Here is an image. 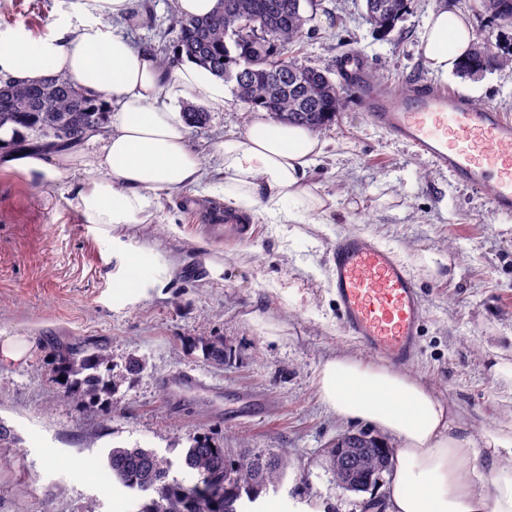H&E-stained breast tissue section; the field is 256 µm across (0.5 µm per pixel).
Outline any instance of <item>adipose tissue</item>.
I'll use <instances>...</instances> for the list:
<instances>
[{
    "label": "adipose tissue",
    "instance_id": "obj_1",
    "mask_svg": "<svg viewBox=\"0 0 512 512\" xmlns=\"http://www.w3.org/2000/svg\"><path fill=\"white\" fill-rule=\"evenodd\" d=\"M132 6L133 0H78L74 21L58 35L35 39L20 29L0 38L1 80L63 75L87 93L112 99L108 125L91 135L96 150L78 144L6 148L0 172L36 186L78 177V209L118 247L122 288L142 295L156 279L145 273L139 248L115 231L151 216L162 196L216 179L227 209L275 224L303 222L306 214L324 212L332 198L308 178L324 142L304 125L254 115L242 133L213 145L219 165H206L189 144L181 105L223 109L226 85L194 61L169 70L155 53L134 47L118 26ZM472 39L468 21L443 6L426 22L422 53L444 74L468 53ZM317 387L328 413L368 421L396 440L385 512H512V467L498 463L512 437L489 430L473 436L420 378L341 356L322 365ZM483 471L488 481L476 483Z\"/></svg>",
    "mask_w": 512,
    "mask_h": 512
}]
</instances>
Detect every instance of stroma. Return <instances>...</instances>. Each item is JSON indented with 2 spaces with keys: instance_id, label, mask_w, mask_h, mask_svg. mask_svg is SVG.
I'll return each instance as SVG.
<instances>
[{
  "instance_id": "stroma-1",
  "label": "stroma",
  "mask_w": 512,
  "mask_h": 512,
  "mask_svg": "<svg viewBox=\"0 0 512 512\" xmlns=\"http://www.w3.org/2000/svg\"><path fill=\"white\" fill-rule=\"evenodd\" d=\"M76 0H0V36L24 27L53 34ZM448 0H410L395 30L383 35L364 18L363 0H322L308 23L299 63L335 70L354 57L382 76V88L406 89L416 73L431 85L462 91L512 119V63L475 79L434 73L421 41L430 12ZM475 38L512 60V27L488 23L458 0ZM236 95L208 122L188 131L204 147L245 128ZM324 154L310 171L336 204L318 224L253 223L252 238L225 246L198 215L220 204L211 183L165 201L162 213L124 231L144 245L157 280L145 294H119L120 256L110 238L76 209L77 179L41 187L0 174V343L19 336L30 349L18 363H0V512H127L134 490L103 487L92 475L108 469L115 448L154 450L184 484L199 475L184 463L192 436L228 448L286 452L278 483L263 491L280 512H361L371 492L338 489L327 453L337 437L370 431L368 423L332 417L316 377L330 358L377 362L345 330L327 279L329 243L361 234L392 248L418 285L425 315L421 343L407 369L449 400L473 433L493 428L512 436V216L490 208L486 191L457 184L415 148L370 124L347 96ZM183 266L165 274L172 254ZM223 264L213 277L208 262ZM296 300L282 302L283 292ZM220 340L234 355L215 364L190 342ZM77 343L112 353L114 394L75 408L52 370L58 348ZM144 369L127 375L128 356ZM197 376L187 393L162 385L179 373ZM264 399L257 416L233 417L240 395Z\"/></svg>"
}]
</instances>
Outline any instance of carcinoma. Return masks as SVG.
Here are the masks:
<instances>
[{
    "label": "carcinoma",
    "mask_w": 512,
    "mask_h": 512,
    "mask_svg": "<svg viewBox=\"0 0 512 512\" xmlns=\"http://www.w3.org/2000/svg\"><path fill=\"white\" fill-rule=\"evenodd\" d=\"M304 2L314 6L313 0H217L215 9L204 17L184 19L174 12L175 51L163 56L162 62L171 66L183 55L235 82L234 90L247 109L259 106L290 124L327 127L341 112L343 89L329 71L296 61L303 50L305 25L311 21L302 12ZM381 2L386 9L376 30L390 32L407 11L409 0ZM493 60L492 53L475 47L458 64L456 74L464 79L480 76ZM184 115L190 127L207 123L208 113L199 107L186 106ZM104 121L103 96L88 97L65 76L0 84V130L10 129L14 138L25 131L52 146H63L82 140ZM202 351L217 363L227 358L222 342H207ZM110 359L103 349L89 351L77 344L59 352L53 366L65 378L66 397L75 407L115 391L118 381L101 372ZM361 436L366 456L347 457L344 465L374 471L383 448L375 437L364 432ZM287 464V457L278 453L238 451L195 436L185 465L203 479L222 480L223 494L215 498L197 483L188 486L169 478L171 462L151 449L114 448L108 457L118 481L143 494L137 512H250L246 504L255 503L269 485L277 483Z\"/></svg>",
    "instance_id": "1"
}]
</instances>
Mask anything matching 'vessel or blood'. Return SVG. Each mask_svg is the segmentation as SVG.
I'll return each mask as SVG.
<instances>
[{
    "label": "vessel or blood",
    "mask_w": 512,
    "mask_h": 512,
    "mask_svg": "<svg viewBox=\"0 0 512 512\" xmlns=\"http://www.w3.org/2000/svg\"><path fill=\"white\" fill-rule=\"evenodd\" d=\"M398 95L354 81L367 120L415 147L464 186L490 192L492 210L512 215V121L467 95L428 88L410 76ZM331 294L346 331L395 365L409 363L420 344L424 302L403 263L388 247L360 234L328 247Z\"/></svg>",
    "instance_id": "vessel-or-blood-1"
}]
</instances>
